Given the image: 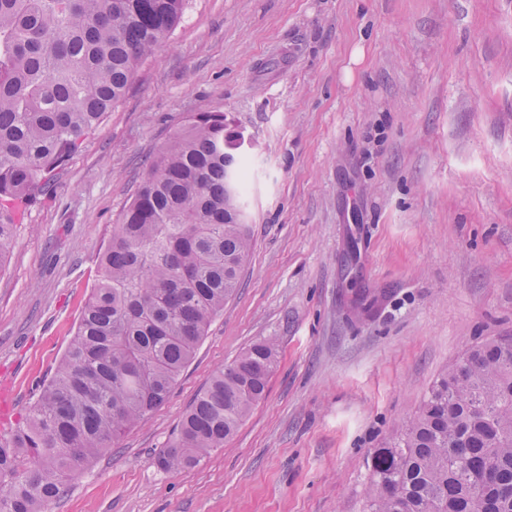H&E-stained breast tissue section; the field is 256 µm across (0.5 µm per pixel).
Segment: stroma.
I'll return each mask as SVG.
<instances>
[{"label":"stroma","instance_id":"obj_1","mask_svg":"<svg viewBox=\"0 0 512 512\" xmlns=\"http://www.w3.org/2000/svg\"><path fill=\"white\" fill-rule=\"evenodd\" d=\"M252 143V250L168 400L46 512H363L375 449L438 375L512 336V0H187L0 265V434L73 336L112 224L170 136ZM271 339L223 448L156 462L211 375Z\"/></svg>","mask_w":512,"mask_h":512}]
</instances>
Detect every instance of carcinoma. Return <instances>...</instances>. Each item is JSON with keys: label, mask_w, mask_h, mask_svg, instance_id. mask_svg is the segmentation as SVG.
I'll list each match as a JSON object with an SVG mask.
<instances>
[{"label": "carcinoma", "mask_w": 512, "mask_h": 512, "mask_svg": "<svg viewBox=\"0 0 512 512\" xmlns=\"http://www.w3.org/2000/svg\"><path fill=\"white\" fill-rule=\"evenodd\" d=\"M186 0H0V265L20 211L50 187ZM242 143L202 112L169 141L99 256L76 332L25 418L0 435V512H41L73 468L163 405L248 260ZM274 341L216 372L157 458L167 472L224 447L265 396ZM367 512H512V336L444 371L393 446L371 457Z\"/></svg>", "instance_id": "carcinoma-1"}]
</instances>
